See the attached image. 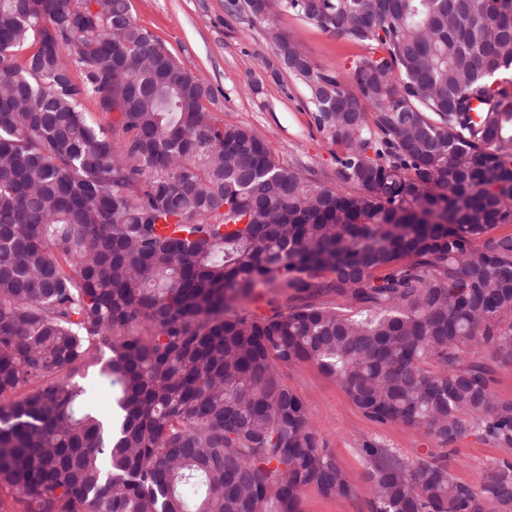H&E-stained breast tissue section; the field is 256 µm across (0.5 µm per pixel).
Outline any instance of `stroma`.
<instances>
[{
  "mask_svg": "<svg viewBox=\"0 0 512 512\" xmlns=\"http://www.w3.org/2000/svg\"><path fill=\"white\" fill-rule=\"evenodd\" d=\"M227 2L132 0L137 23L214 87L216 97L207 106L212 118L253 128L284 164L306 165L323 184L346 191L347 183L336 175V147L315 126L305 85L287 72H274L275 48L263 26L249 14H229ZM269 7L279 13L282 29L302 44L319 68L349 70L365 52L348 36L322 31L282 11L281 0H269ZM281 374L305 403L312 427L355 490L350 498H328L317 488H306L301 512H369L366 463L360 452L364 442L377 443L411 464L429 460L434 443L421 429L369 420L314 364L287 366ZM506 458L512 459V450L470 435L449 449L448 466L456 479L477 489Z\"/></svg>",
  "mask_w": 512,
  "mask_h": 512,
  "instance_id": "obj_1",
  "label": "stroma"
}]
</instances>
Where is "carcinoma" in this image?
Masks as SVG:
<instances>
[{
	"instance_id": "carcinoma-1",
	"label": "carcinoma",
	"mask_w": 512,
	"mask_h": 512,
	"mask_svg": "<svg viewBox=\"0 0 512 512\" xmlns=\"http://www.w3.org/2000/svg\"><path fill=\"white\" fill-rule=\"evenodd\" d=\"M243 2L354 191L214 120L131 0H0V512L350 497L282 381L301 363L376 423L512 449L478 359L512 360V233L480 242L512 224V0H283L366 45L346 78ZM274 284L297 303L234 309ZM97 365L111 420L75 381ZM362 452L369 512H512V462L474 489L446 452Z\"/></svg>"
}]
</instances>
